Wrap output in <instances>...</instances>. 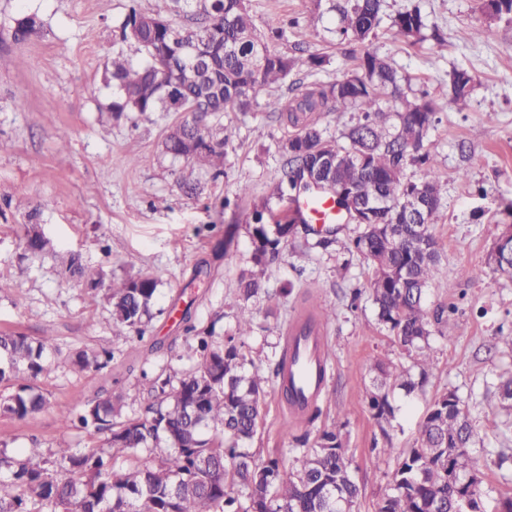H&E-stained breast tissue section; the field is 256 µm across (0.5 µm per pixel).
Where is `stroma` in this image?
I'll return each instance as SVG.
<instances>
[{
    "label": "stroma",
    "instance_id": "1",
    "mask_svg": "<svg viewBox=\"0 0 512 512\" xmlns=\"http://www.w3.org/2000/svg\"><path fill=\"white\" fill-rule=\"evenodd\" d=\"M159 0H0V331L36 339L51 333L59 348L36 384L48 409L16 420L0 416V450L64 445L87 448L103 434L64 430L59 416L75 401L122 396L123 413L142 415L144 379L159 372L179 377L195 362L193 332L212 331L215 341L238 334L240 302L230 281L252 265L253 237L236 223L240 209L275 215L286 202L269 194L280 174L279 145L286 128L264 108L227 112L220 119L231 144L223 173L175 158L164 148L180 114L115 113L117 95L106 67L113 51L133 62L143 56L120 42L130 8L156 11ZM258 32L295 20L278 44L287 52L306 43L324 56L314 81L347 73L357 45L338 43L335 13H319L312 0H249ZM419 8L427 21L423 42L399 37L394 17ZM33 18L36 32L15 39L19 19ZM374 46L410 77L414 91L435 99L448 91L451 72L469 70L474 88L464 106L448 105L426 143L442 184L435 227L439 271L425 307L455 306L443 333L430 338L433 365L424 390L391 391L395 420L388 436L411 447L434 397L455 390L480 439L472 451L491 497H512L501 484L497 452L512 448L498 405V387L512 376V348L498 344L512 334V276L490 261L497 240L512 226V22L489 15L483 0H384ZM67 133V146L58 136ZM196 185L187 193L185 184ZM249 195H240V185ZM36 232L50 242L39 255L22 242ZM113 278L157 274L160 283L142 326V339L113 338L104 290L64 274L71 255ZM483 269L481 278L472 269ZM372 269L339 246L322 248L316 234L298 230L266 273L265 294L251 303L252 329L244 351L272 371L285 347L290 319L315 301L330 315L325 331L330 378L319 399L320 418L291 425L275 390H268L262 424L246 450L257 459L278 454L292 465L294 439L317 438L341 425L346 454L360 493L356 512H376L398 465L374 450L382 435L368 408L378 360L407 364L379 323L369 282ZM86 349L109 351L101 369L81 370L70 357Z\"/></svg>",
    "mask_w": 512,
    "mask_h": 512
}]
</instances>
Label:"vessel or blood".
I'll return each mask as SVG.
<instances>
[{"label": "vessel or blood", "instance_id": "obj_1", "mask_svg": "<svg viewBox=\"0 0 512 512\" xmlns=\"http://www.w3.org/2000/svg\"><path fill=\"white\" fill-rule=\"evenodd\" d=\"M299 209L310 223L333 224L342 218L334 194H319L299 202ZM306 314H299L288 328L287 361L280 382L288 386L293 397L286 410L295 422H303L307 407L316 403L328 380L325 338L322 333H303Z\"/></svg>", "mask_w": 512, "mask_h": 512}]
</instances>
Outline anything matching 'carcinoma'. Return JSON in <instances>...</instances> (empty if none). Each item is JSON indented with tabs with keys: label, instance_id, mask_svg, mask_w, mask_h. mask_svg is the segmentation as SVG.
<instances>
[{
	"label": "carcinoma",
	"instance_id": "carcinoma-1",
	"mask_svg": "<svg viewBox=\"0 0 512 512\" xmlns=\"http://www.w3.org/2000/svg\"><path fill=\"white\" fill-rule=\"evenodd\" d=\"M172 13L130 9L122 25V40L138 46L145 62L133 64L122 54L112 55V85L119 93L115 112H175L182 102L189 115L166 142L175 157L224 168L230 137L224 128L215 131L211 119L226 112H250L259 107L260 94L289 76L314 71L323 57L301 44L294 53L270 47L249 14L247 0H163ZM339 15L336 38L354 42L351 78L330 83H299L291 88L287 104L268 99L265 109L292 128L283 140L281 167L274 191L283 199L307 186L306 169L316 164L315 152L329 147L341 158L334 183L344 188L339 205L362 226L341 247L354 250L373 266L369 288L377 317L394 343L419 370L414 381L410 370L391 363L375 364L376 376L368 400L380 428L391 424L394 408L388 400L392 389L411 393L423 387L430 371L429 337L433 326L448 325V308L428 313L425 290L437 272L438 244L433 233L438 224L441 191L434 161L426 148L429 132L440 122L443 105L422 92L410 101L387 59L373 48L384 0H331ZM393 26L406 40H419L425 20L417 9L398 13ZM195 43L198 59L179 55L173 38ZM474 84L466 69L454 70L448 82L450 102L461 104ZM391 93L399 107L385 111L380 98ZM360 113L344 128L339 139L328 141L319 125L322 112ZM417 166L421 175L410 179L406 169ZM421 202L420 224L405 222L412 199ZM303 217L285 209L269 235L263 211L254 208L237 214L236 223L251 227L255 242L253 269L234 280L242 302L239 334L251 330L253 315L248 303L266 285V271L275 263L283 245L294 235ZM65 272L76 275L89 288H104L112 304V335L121 340L143 323L159 280L152 274L115 281L103 269L84 266L77 255L69 258ZM196 361L177 382L164 373L148 380L150 403L145 416L121 418V398L110 396L80 402L61 416L65 429L107 433L97 448L77 452L59 447L46 454L37 448L23 460L0 452V470L9 472L0 485V512H336V497L357 503L359 488L352 479L342 434L324 429L312 448H301L289 474L280 459L258 461L242 451L258 433L270 378H279L286 357L268 377L254 365L240 346L228 339L220 346L212 333L197 334ZM54 338L46 333L36 340L18 332L0 333V383L25 375L36 379L51 365ZM112 353L81 350L74 364L99 369ZM252 370H247V366ZM460 398L448 390L436 396L419 424L413 446L396 452L386 442L379 452L398 454L390 493L377 512H450L453 495L449 478L476 471L471 452L474 425L459 407ZM47 399L30 385H20L0 397V415L22 420L45 407ZM165 443L158 459L144 458L125 469L115 468L116 454L131 457L141 448ZM239 488L246 505L232 495Z\"/></svg>",
	"mask_w": 512,
	"mask_h": 512
}]
</instances>
